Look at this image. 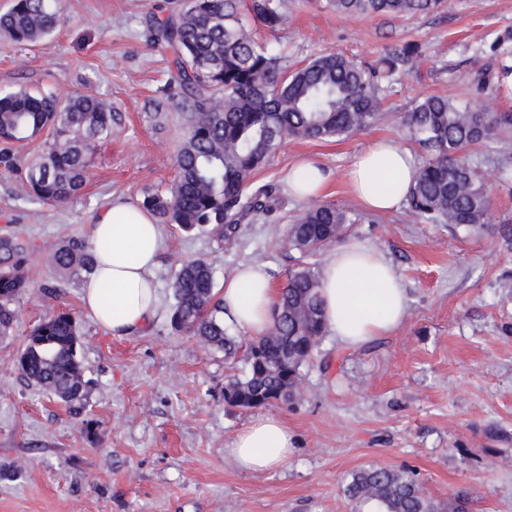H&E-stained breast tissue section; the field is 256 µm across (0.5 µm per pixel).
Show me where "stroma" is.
I'll return each mask as SVG.
<instances>
[{
	"label": "stroma",
	"mask_w": 512,
	"mask_h": 512,
	"mask_svg": "<svg viewBox=\"0 0 512 512\" xmlns=\"http://www.w3.org/2000/svg\"><path fill=\"white\" fill-rule=\"evenodd\" d=\"M284 8L286 24L262 38L292 65L331 51L366 62L407 43L422 51L381 92V123L343 139L288 140L257 174L283 184L302 156L329 171L322 202L362 214L346 237L393 265L409 298L406 319L357 349L325 336L304 369L302 398L271 409L296 437L292 456L273 471L240 469L231 445L254 413L225 403L224 381L245 372V360L225 363L172 330V269L206 258L220 289L238 265L261 262L282 286L298 254L281 239L307 204L290 198L276 223L241 224L229 251L209 233L161 225L156 316L137 334L106 333L53 253L89 238L113 201L137 204L172 185L184 98L172 54L149 41L150 20L169 15L168 0H64L50 37L27 45L0 37V94L90 95L111 103L116 120L82 194L65 206L19 199L14 175L0 168V233H21L35 262L34 288L17 305L12 336L0 339V512H365L343 480L369 465L412 470L442 504L463 490L467 512H512V243L500 232L512 225V97L495 82L502 57L492 49L501 42L512 51V0H444L414 18L345 20L329 0H284ZM443 94L511 118L468 153L489 176L491 222L467 232L425 223L404 203L363 211L344 179L355 156L388 138L422 163L401 116L414 99ZM62 307L81 319L90 436L13 368L31 329Z\"/></svg>",
	"instance_id": "1"
}]
</instances>
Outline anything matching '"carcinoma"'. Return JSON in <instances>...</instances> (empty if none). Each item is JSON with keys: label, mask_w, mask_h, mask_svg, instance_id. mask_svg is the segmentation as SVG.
<instances>
[{"label": "carcinoma", "mask_w": 512, "mask_h": 512, "mask_svg": "<svg viewBox=\"0 0 512 512\" xmlns=\"http://www.w3.org/2000/svg\"><path fill=\"white\" fill-rule=\"evenodd\" d=\"M440 5L441 0H330L344 19L414 17ZM62 10L63 0H14L0 15V35L17 44L42 40L56 31ZM284 22L283 0H176L171 14L150 28L152 43L172 49L182 89L192 98L183 115L187 137L176 156V181L166 192L146 191L141 202L158 223L206 231L233 249L238 224L267 220L284 206L280 189L254 181L283 141L341 138L383 121L380 80L419 55L406 46L366 67L329 52L290 70L254 36L256 26L274 32ZM114 121L112 104L83 95L60 98L20 89L0 96V163L18 175L19 197L62 205L78 196L91 157L112 136ZM403 124L426 153L406 195L411 210L433 224L476 229L489 223L488 174L465 152L491 138L498 119L433 95L416 101ZM47 129L52 141L34 160L17 163L10 145L34 140ZM354 223L343 209L314 204L288 225L284 244L307 261L288 273L267 332L249 344L248 372L231 375L224 384L227 405L254 410L302 397L303 369L327 333L319 270L309 259L324 255ZM53 259L70 279L82 280L95 268V254L81 239L61 244ZM29 262L18 236L0 234L1 339L11 335L16 305L32 288ZM171 288L172 327L224 353V359L234 358L239 343L224 326L210 262H176ZM81 346L79 316L61 308L33 329L14 365L27 382L63 402L89 432ZM343 492L378 512H439L407 470L374 465L356 470Z\"/></svg>", "instance_id": "carcinoma-1"}]
</instances>
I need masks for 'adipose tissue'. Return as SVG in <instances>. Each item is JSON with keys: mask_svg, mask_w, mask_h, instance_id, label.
<instances>
[{"mask_svg": "<svg viewBox=\"0 0 512 512\" xmlns=\"http://www.w3.org/2000/svg\"><path fill=\"white\" fill-rule=\"evenodd\" d=\"M415 172L406 149L380 139L355 158L345 177L359 203L382 212L404 198ZM328 178L317 162L296 163L288 173V193L299 200L318 198ZM104 238L112 247L98 253L96 271L82 285L83 304L102 329L129 336L143 330L158 310L153 270L162 246L160 227L152 212L118 201L92 226L91 243ZM320 282L326 325L348 347L392 334L408 313V298L394 268L372 247L356 242L337 246L320 272ZM221 297L225 320L250 336L265 333L276 299L265 266L239 267L225 281ZM294 448L293 432L272 414L253 418L232 443L237 465L248 472L281 467Z\"/></svg>", "mask_w": 512, "mask_h": 512, "instance_id": "adipose-tissue-1", "label": "adipose tissue"}]
</instances>
